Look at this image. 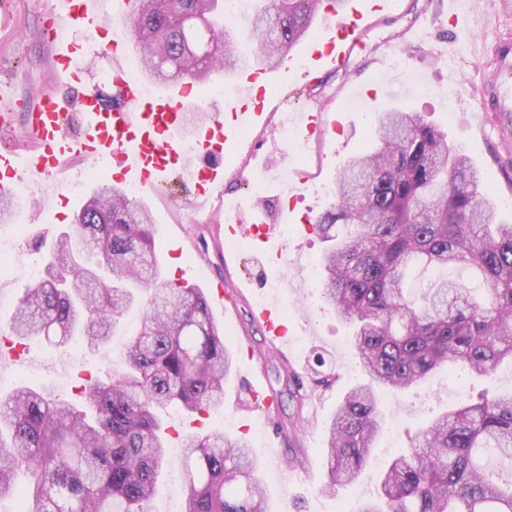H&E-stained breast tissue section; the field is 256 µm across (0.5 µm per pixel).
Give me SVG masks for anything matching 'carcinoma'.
I'll use <instances>...</instances> for the list:
<instances>
[{"label":"carcinoma","instance_id":"carcinoma-1","mask_svg":"<svg viewBox=\"0 0 512 512\" xmlns=\"http://www.w3.org/2000/svg\"><path fill=\"white\" fill-rule=\"evenodd\" d=\"M143 2L126 22L142 74L168 82L170 58L203 84L219 60L226 74L274 65L338 0H254L247 28L224 22L221 0ZM194 18L213 41L204 65L188 54L194 33L186 23ZM372 126L376 145L344 164L336 202L313 224L327 243L322 296L352 327L366 376L328 426L333 487L353 482L370 462L383 424L379 391L402 392L456 365L490 376L512 360V224L493 223L487 175L418 112H381ZM51 254L16 306L18 340L60 347L82 336L100 350L129 309L140 308L141 322L125 367L86 381L84 407L28 386L0 396V499L18 494L19 512H150L166 463L158 412L172 404L189 414L221 408L233 363L223 327L202 288L163 278L152 216L119 185H98ZM449 266L474 277L434 279L420 293L407 288L412 274ZM182 445L184 512H267L247 441L213 431L189 433ZM356 512H512V393L453 408L423 427Z\"/></svg>","mask_w":512,"mask_h":512}]
</instances>
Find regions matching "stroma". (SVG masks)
<instances>
[{
  "mask_svg": "<svg viewBox=\"0 0 512 512\" xmlns=\"http://www.w3.org/2000/svg\"><path fill=\"white\" fill-rule=\"evenodd\" d=\"M458 26L448 23V0H391L386 15L365 16V48L348 66L333 70L295 68L272 75L263 93L266 124L241 131L233 155L224 162V196L239 205L266 207L274 224L290 226L289 236H276L281 260L258 253L253 238L224 233L223 213L196 214L184 178L172 172L161 192L136 193L155 224L156 252L167 279L208 287L224 282V302L213 305L216 319L234 354L224 381V405L198 417L172 407L161 415L168 442V462L152 512H181V439L191 430L223 431L251 438L262 431L260 472L270 512H336L339 500L358 504L377 493L378 476L366 470L356 482L329 490L325 466L326 428L341 397L364 376L356 365L353 336L321 298L320 288L307 285V264L322 257L321 238L309 225L334 201L336 175L343 163L372 142L371 121L378 112L399 108L421 112L425 121L448 133L476 167L492 178L495 218L512 222V131L500 129L493 116L480 119L476 105L487 63L495 44L512 30V0H462ZM52 0H0V81L16 86L12 135L0 138V148L26 150L29 140L22 116L44 90L70 94V87L51 66V51L42 36L43 20ZM400 57L393 67L392 57ZM139 71L137 50L91 51L82 75L84 89L111 96V75ZM316 106L325 107L326 123L336 125L325 140L306 139L300 156L281 155L287 182L266 183L263 193L253 187L252 152L275 140L282 115L303 118ZM123 164L106 159L102 179L87 177V165L75 163L73 179L81 190L48 188L36 177L28 190L15 196L9 223L0 233L22 227L18 252L25 264L41 269L46 249L76 214L99 181L116 182ZM287 281L288 306L281 316L288 338L266 336L252 312L263 282ZM323 354L333 368L329 385L314 381L309 367ZM124 365L116 348L90 349L82 340L54 347L39 338L22 345L12 358H0V392L24 385H46L63 400L79 397L82 379L107 378ZM512 392V363L503 362L491 376L459 369L441 371L402 394L386 393L382 406L386 427L374 456L387 462L411 436L460 399L479 400Z\"/></svg>",
  "mask_w": 512,
  "mask_h": 512,
  "instance_id": "obj_1",
  "label": "stroma"
}]
</instances>
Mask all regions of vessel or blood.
I'll return each mask as SVG.
<instances>
[{"label":"vessel or blood","mask_w":512,"mask_h":512,"mask_svg":"<svg viewBox=\"0 0 512 512\" xmlns=\"http://www.w3.org/2000/svg\"><path fill=\"white\" fill-rule=\"evenodd\" d=\"M385 4L386 0H358L351 9V23L326 30L319 44L306 48L304 55L310 66L335 68L360 52L362 44L355 36L358 21L365 14L383 11ZM75 27L92 35L101 29L102 18L94 0H58L44 20L43 36L52 52L53 69L71 85L79 84L87 56L86 49L76 47L68 38ZM495 55V95L483 100L480 109L508 116L512 114V43L500 42ZM263 79L260 71L243 74L242 93L225 105L233 114V124H225L216 116L198 129L193 149L208 163L197 171L195 205L223 201L222 160L232 150L238 128L262 120V107H249L248 102ZM137 84L136 77L121 70L113 80L114 99L110 102L88 90L80 93L71 106L55 92L40 94L25 116L31 147L23 154L11 148L0 149V194L12 193L20 169L52 178L66 161H91L110 154L120 156L124 180L147 193L161 188L184 161L183 145L174 133L183 126L190 110L191 85L179 84L144 101L138 96Z\"/></svg>","instance_id":"obj_1"}]
</instances>
